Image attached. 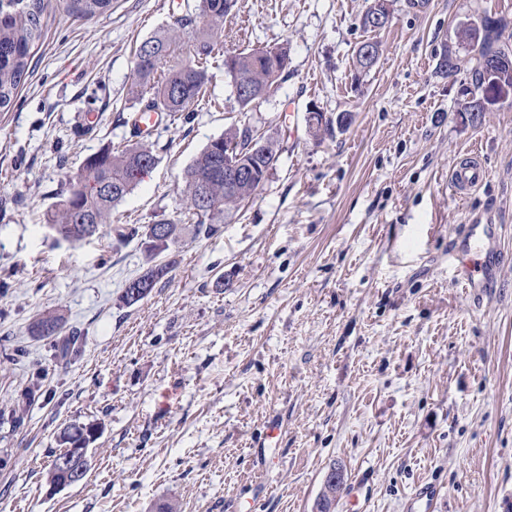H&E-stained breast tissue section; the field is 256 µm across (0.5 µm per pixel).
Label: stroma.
Segmentation results:
<instances>
[{
  "instance_id": "stroma-1",
  "label": "stroma",
  "mask_w": 512,
  "mask_h": 512,
  "mask_svg": "<svg viewBox=\"0 0 512 512\" xmlns=\"http://www.w3.org/2000/svg\"><path fill=\"white\" fill-rule=\"evenodd\" d=\"M367 5L238 0L225 49L287 44L286 79L243 113L213 66L192 121L172 115L149 136L156 166L81 243L44 215L88 156L137 142L118 119L133 104L134 49L184 0L44 12L30 75L0 112V512H316L334 468L335 512H422L423 486L436 512H512V97L469 120L476 55L457 38L488 17L512 49V0H392L372 35ZM371 37L379 60L357 72ZM444 47L449 77L435 72ZM312 108L351 121L316 138ZM246 120L278 143L272 175L214 234L186 230L159 256L169 274L123 306L146 268L141 229L181 220L183 170ZM473 146L489 177L461 200L448 178ZM476 217L509 257L481 300L453 281L481 259L463 248ZM117 226L137 234L116 239ZM48 314L80 338L67 363L32 332ZM34 382L47 396L13 428ZM92 421L85 479L54 489L62 429Z\"/></svg>"
}]
</instances>
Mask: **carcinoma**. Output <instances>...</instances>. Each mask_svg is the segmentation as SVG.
<instances>
[{"label":"carcinoma","mask_w":512,"mask_h":512,"mask_svg":"<svg viewBox=\"0 0 512 512\" xmlns=\"http://www.w3.org/2000/svg\"><path fill=\"white\" fill-rule=\"evenodd\" d=\"M112 0H67V11L80 18H90L105 13ZM49 0H0V111L10 107L20 86L30 73L31 48L43 34L42 15ZM237 0H196L186 14L174 19L172 26L161 34L144 41L137 50L134 62V79L130 94L137 110L191 113L206 92L210 81L212 63L220 60L229 75L232 86H240L243 93L235 98L241 111H250L269 95L288 76V47L266 45L239 52L224 53L221 34L224 19L235 10ZM194 30L189 56L171 66L163 74L158 70L180 48V31ZM496 32L477 50V77L475 87L498 82L512 85V55L494 46ZM363 47L372 54L364 56L356 50V69L370 70L380 54L377 41H365ZM243 125L227 128L224 134L206 145L183 172L187 213L191 216L195 234L211 235L216 224L239 209L242 203L253 198L268 180L279 160V149L272 139L267 147L244 156L252 166L251 179L240 182L228 191L224 188V175L217 174L224 168V154L212 146L232 142L241 137ZM157 163L156 154L146 144H133L121 151H101L89 156L78 174L71 179L66 195L48 214L47 223L65 241L80 242L99 234V226L110 222L112 210L141 182L131 178V171L141 161ZM208 179L207 188L213 207L200 208L195 204L200 190V180ZM166 237L159 244L145 246L146 271L135 278L136 283H146L134 297V289L125 287L119 301L132 306L147 298L156 285L169 273V264L158 263V255L177 242L180 225L167 220ZM35 335L55 339L57 358L66 361L77 351V336H59L60 318L49 315L37 320ZM99 429L96 422L73 424L60 436L62 445L78 453L89 443L92 431Z\"/></svg>","instance_id":"1"}]
</instances>
